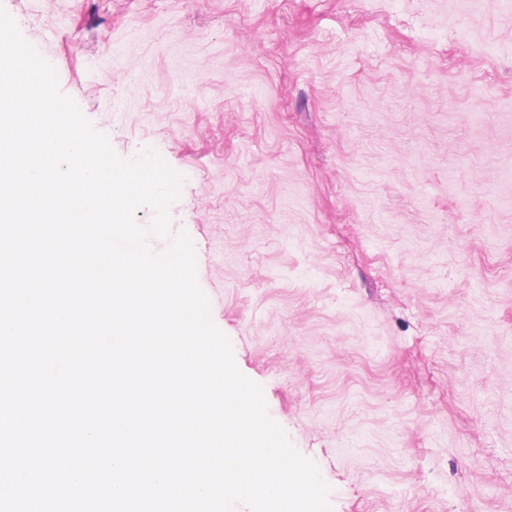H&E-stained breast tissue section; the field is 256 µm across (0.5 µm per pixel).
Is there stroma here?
<instances>
[{
    "mask_svg": "<svg viewBox=\"0 0 512 512\" xmlns=\"http://www.w3.org/2000/svg\"><path fill=\"white\" fill-rule=\"evenodd\" d=\"M169 209L333 512H512V0H0Z\"/></svg>",
    "mask_w": 512,
    "mask_h": 512,
    "instance_id": "obj_1",
    "label": "stroma"
}]
</instances>
